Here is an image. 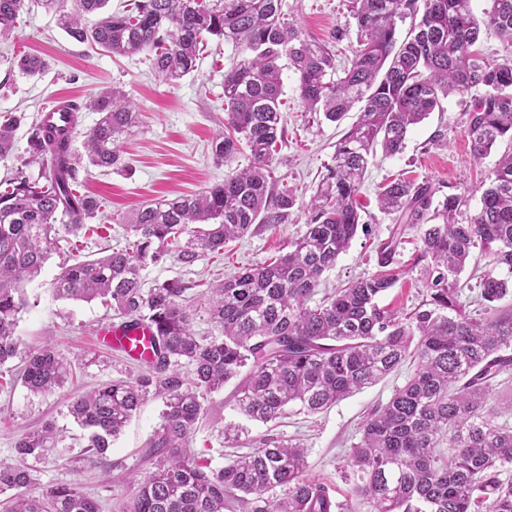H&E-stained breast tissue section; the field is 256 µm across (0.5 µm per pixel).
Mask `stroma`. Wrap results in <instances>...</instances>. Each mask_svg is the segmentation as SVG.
<instances>
[{
	"instance_id": "35a3bbf8",
	"label": "stroma",
	"mask_w": 512,
	"mask_h": 512,
	"mask_svg": "<svg viewBox=\"0 0 512 512\" xmlns=\"http://www.w3.org/2000/svg\"><path fill=\"white\" fill-rule=\"evenodd\" d=\"M283 9L312 39L325 40L332 33L343 32L336 60L341 63L350 56L356 45V27L344 0H283ZM28 53L46 60L48 67L42 75L29 77L17 69L19 57ZM236 57L232 44L211 41L193 72L175 84H166L154 77L146 54L115 58L94 51L70 38L53 14L33 2L26 5L13 35L0 40V114L23 112L33 118L48 111L56 99L84 105L112 86L122 90L143 114L142 127L123 145L128 170L93 168L87 175L83 189L102 200L104 212L94 221L98 234L78 238L81 257H98L105 245L123 242L124 230L117 219L138 205L159 197L193 194L223 180L224 169L213 160L211 140L225 121L224 73ZM283 80L285 138L276 148L271 169L280 185L292 189L296 196L287 223L227 243L224 259L217 263L202 260L188 270L171 258L147 266L143 272L146 285L179 277L195 283L223 280L242 265L286 252L289 239L304 232L310 197L337 140L357 114L348 112L341 122L332 123L304 111L296 74L285 70ZM471 102L468 94L448 97L442 111L411 128L401 153H380L371 160L359 194L368 230L357 234L325 274V288H339L378 272L376 247L395 226L393 216L381 211L375 200V191L385 180L403 176L428 182L444 193L469 196L468 208L476 210L480 203L477 185L500 157L512 150V141L501 140L490 154L475 157L465 132ZM416 237V231H409L398 249L393 266L400 280L382 295L381 304L406 310L417 304L423 283L413 264ZM61 261V256L51 255L40 275L26 285L28 305L19 315L16 337L29 348L52 341L70 361L72 377L63 388L42 398L29 395L17 377V366L0 369V463L14 462V442L22 433L43 422H55L63 432L62 442L33 464L41 486H77L99 500L102 512H113L114 505L128 494L133 477L151 469L143 453L160 426L163 404L158 399L148 400L114 440L103 467L83 461L85 441L68 414L71 400L100 383L135 378L139 367L99 343L98 330L114 321L100 302L56 297L54 279ZM412 371V363H405L328 410L314 415L292 410L274 426L243 422L230 402L234 387L225 385L206 396L193 448L217 471L235 452H248L269 436L301 440L307 451L305 478L330 486L336 500H348L351 486L343 464L349 448L359 439L358 426L368 412L389 401ZM230 422L245 423L247 428L236 449L224 442V426Z\"/></svg>"
}]
</instances>
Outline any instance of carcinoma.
I'll use <instances>...</instances> for the list:
<instances>
[{
    "label": "carcinoma",
    "mask_w": 512,
    "mask_h": 512,
    "mask_svg": "<svg viewBox=\"0 0 512 512\" xmlns=\"http://www.w3.org/2000/svg\"><path fill=\"white\" fill-rule=\"evenodd\" d=\"M37 2L78 42L114 56L148 53L163 83L193 71L213 36L240 54L224 72L227 118L211 145L224 180L195 195L138 206L119 220L124 246L93 260L74 255L56 277L58 298L100 299L121 322L152 332L143 372L102 383L69 405L87 433V461L96 465L149 398L163 401L146 455L154 470L133 481L119 512H512V426L497 423L498 409L489 403L493 383L512 371V310L495 306L512 294V152L480 182V206L464 223L458 220L468 206L463 195L439 199V189L403 177L379 187L377 203L396 224L380 244L381 263L390 264L407 230L418 232L423 291L411 311L378 304L398 281L383 272L313 301L361 224L357 196L377 149L399 153L412 126L442 111L449 95L472 91L466 133L474 155L512 140V55L491 62L479 49L483 27L512 48V0H489L480 19L472 0H347L357 46L336 79L342 35L307 38L283 12V0H130L117 12L106 10L109 0ZM24 8L25 0H0V39L14 33ZM88 14L99 18L86 25ZM284 59L298 75L305 111L337 122L359 103V116L311 197L305 232L275 260L207 284L199 296L217 335L198 336L192 285L171 279L146 289L142 271L171 256L189 269L255 224L287 222L295 197L276 188L270 170L284 136ZM17 67L36 76L46 62L23 55ZM85 108L99 119L85 132L81 152L73 142ZM67 116L61 124L50 114L33 120L17 157L16 132L28 117L0 116V159L16 160L0 189V368L19 360L17 378L34 397L64 387L71 364L50 344L26 348L15 338L27 305L24 283L63 238L79 236L98 216L101 202L77 190L82 173L90 166L128 168L122 145L142 125L138 108L114 88ZM244 149L250 163L240 168ZM477 248L490 258L478 284L479 318L463 308L456 279ZM407 359L416 363L414 373L367 414L346 455L349 501L304 478L298 442L268 438L216 473L190 450L202 401L231 381L238 413L268 424L292 404L320 413ZM59 436L46 421L16 439L17 463L0 464L4 512H101L98 500L76 486L37 488L27 462L45 457Z\"/></svg>",
    "instance_id": "1"
}]
</instances>
